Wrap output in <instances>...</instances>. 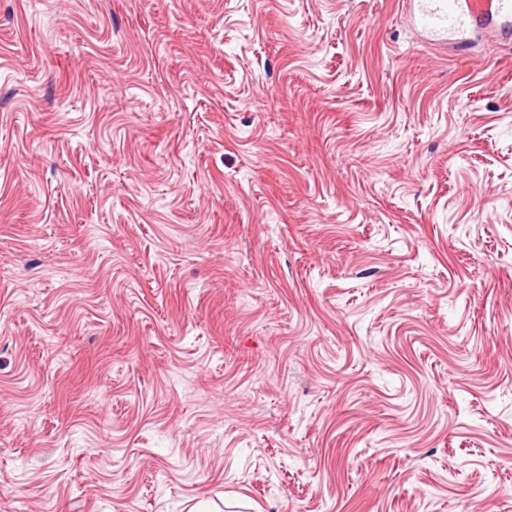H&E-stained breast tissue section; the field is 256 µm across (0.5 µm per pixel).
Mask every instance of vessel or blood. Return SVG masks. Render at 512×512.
Listing matches in <instances>:
<instances>
[{
  "instance_id": "1",
  "label": "vessel or blood",
  "mask_w": 512,
  "mask_h": 512,
  "mask_svg": "<svg viewBox=\"0 0 512 512\" xmlns=\"http://www.w3.org/2000/svg\"><path fill=\"white\" fill-rule=\"evenodd\" d=\"M429 44L463 48L496 35L512 38V0H409Z\"/></svg>"
}]
</instances>
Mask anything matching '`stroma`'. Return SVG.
I'll list each match as a JSON object with an SVG mask.
<instances>
[{
  "label": "stroma",
  "mask_w": 512,
  "mask_h": 512,
  "mask_svg": "<svg viewBox=\"0 0 512 512\" xmlns=\"http://www.w3.org/2000/svg\"><path fill=\"white\" fill-rule=\"evenodd\" d=\"M0 512H512V43L0 0Z\"/></svg>",
  "instance_id": "35a3bbf8"
}]
</instances>
